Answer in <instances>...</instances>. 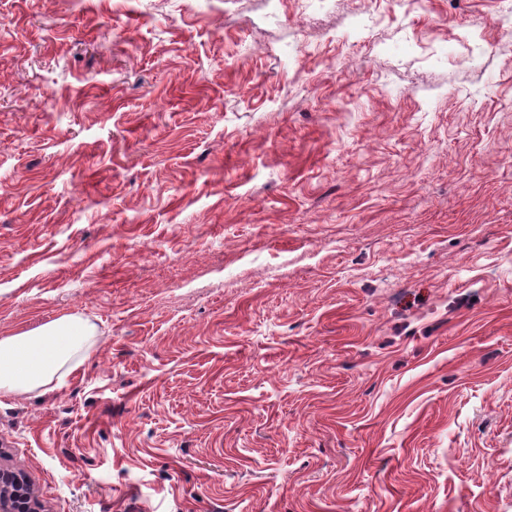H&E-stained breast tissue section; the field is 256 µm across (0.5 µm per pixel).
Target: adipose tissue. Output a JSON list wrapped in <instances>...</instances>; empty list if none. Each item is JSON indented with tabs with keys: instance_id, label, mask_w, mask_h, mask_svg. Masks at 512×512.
I'll list each match as a JSON object with an SVG mask.
<instances>
[{
	"instance_id": "1",
	"label": "adipose tissue",
	"mask_w": 512,
	"mask_h": 512,
	"mask_svg": "<svg viewBox=\"0 0 512 512\" xmlns=\"http://www.w3.org/2000/svg\"><path fill=\"white\" fill-rule=\"evenodd\" d=\"M94 334L93 324L70 315L0 337V396L48 391L79 364Z\"/></svg>"
}]
</instances>
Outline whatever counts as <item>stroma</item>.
Segmentation results:
<instances>
[{
	"label": "stroma",
	"mask_w": 512,
	"mask_h": 512,
	"mask_svg": "<svg viewBox=\"0 0 512 512\" xmlns=\"http://www.w3.org/2000/svg\"><path fill=\"white\" fill-rule=\"evenodd\" d=\"M0 397L42 512H512V0H0ZM95 326L64 316L30 331L0 337V396L46 392L80 364Z\"/></svg>",
	"instance_id": "1"
}]
</instances>
